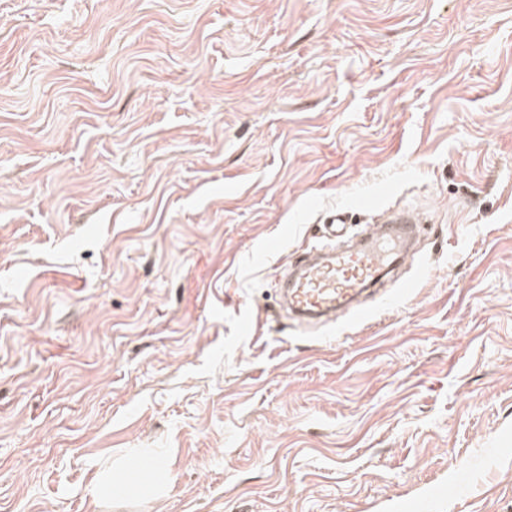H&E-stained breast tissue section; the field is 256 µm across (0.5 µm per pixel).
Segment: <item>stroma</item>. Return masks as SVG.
Wrapping results in <instances>:
<instances>
[{
    "mask_svg": "<svg viewBox=\"0 0 512 512\" xmlns=\"http://www.w3.org/2000/svg\"><path fill=\"white\" fill-rule=\"evenodd\" d=\"M395 206L409 299L290 320ZM0 512H512V0H0Z\"/></svg>",
    "mask_w": 512,
    "mask_h": 512,
    "instance_id": "35a3bbf8",
    "label": "stroma"
}]
</instances>
